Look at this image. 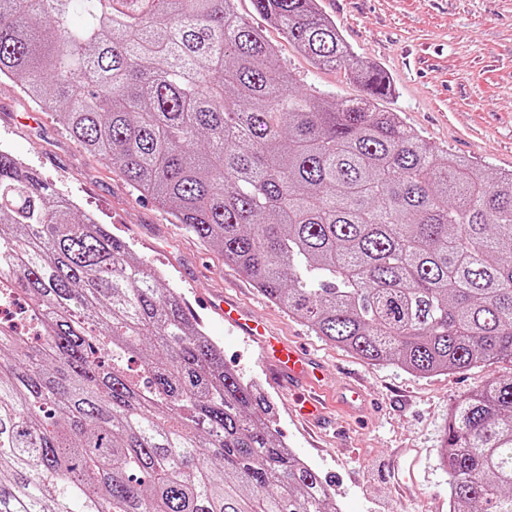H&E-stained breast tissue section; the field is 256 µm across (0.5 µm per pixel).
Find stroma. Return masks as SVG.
<instances>
[{
	"label": "stroma",
	"instance_id": "obj_1",
	"mask_svg": "<svg viewBox=\"0 0 512 512\" xmlns=\"http://www.w3.org/2000/svg\"><path fill=\"white\" fill-rule=\"evenodd\" d=\"M320 8L358 58L389 76L392 92L382 109L398 113L440 149L478 161L488 175L512 171V0H320ZM237 9L275 46L300 90L328 92L339 102L364 96L363 85L344 72L314 65L250 0H238ZM0 145L128 242L134 257L162 271L182 299L229 295L319 361L330 411L322 428L311 431L290 419L254 347L217 314L198 312L225 365L257 381L273 403L282 441L331 478L341 512H395L402 503L409 512H449L448 477L438 465L448 413L490 376L511 372L512 361L417 377L394 365H367L321 340L267 300L219 249L186 233L167 209L78 146L55 114L39 110L5 78ZM354 373L366 396L357 414L336 402Z\"/></svg>",
	"mask_w": 512,
	"mask_h": 512
}]
</instances>
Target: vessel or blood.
I'll return each mask as SVG.
<instances>
[{"mask_svg":"<svg viewBox=\"0 0 512 512\" xmlns=\"http://www.w3.org/2000/svg\"><path fill=\"white\" fill-rule=\"evenodd\" d=\"M209 306L242 336L256 344L260 361L271 369L272 384L295 392L294 413L306 421L320 419L323 400L317 391L318 368L315 362L233 300L217 297L210 300Z\"/></svg>","mask_w":512,"mask_h":512,"instance_id":"vessel-or-blood-1","label":"vessel or blood"}]
</instances>
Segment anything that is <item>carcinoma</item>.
Instances as JSON below:
<instances>
[{"instance_id": "cac0c4a2", "label": "carcinoma", "mask_w": 512, "mask_h": 512, "mask_svg": "<svg viewBox=\"0 0 512 512\" xmlns=\"http://www.w3.org/2000/svg\"><path fill=\"white\" fill-rule=\"evenodd\" d=\"M235 2L0 0V78L367 364L512 359V173L380 109L318 0L251 2L365 100L293 90ZM0 293L36 332L0 321V512H338L176 289L1 149ZM439 465L449 512H512V373L454 405Z\"/></svg>"}]
</instances>
